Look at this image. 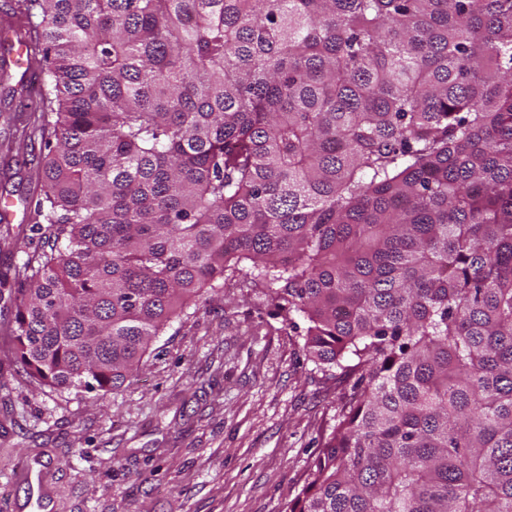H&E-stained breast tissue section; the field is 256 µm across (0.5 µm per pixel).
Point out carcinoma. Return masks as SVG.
I'll list each match as a JSON object with an SVG mask.
<instances>
[{
    "label": "carcinoma",
    "mask_w": 512,
    "mask_h": 512,
    "mask_svg": "<svg viewBox=\"0 0 512 512\" xmlns=\"http://www.w3.org/2000/svg\"><path fill=\"white\" fill-rule=\"evenodd\" d=\"M14 2L19 369L114 393L248 261L356 377L289 512H512V0Z\"/></svg>",
    "instance_id": "1"
}]
</instances>
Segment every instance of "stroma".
<instances>
[{
    "label": "stroma",
    "instance_id": "stroma-1",
    "mask_svg": "<svg viewBox=\"0 0 512 512\" xmlns=\"http://www.w3.org/2000/svg\"><path fill=\"white\" fill-rule=\"evenodd\" d=\"M0 47V512L28 498L15 476L45 466L52 512H288L352 380L308 360L298 330L242 264L218 293L188 301L157 336L137 377L101 397L32 381L12 361L16 267L41 241L29 219L41 138L5 103L22 70Z\"/></svg>",
    "mask_w": 512,
    "mask_h": 512
}]
</instances>
